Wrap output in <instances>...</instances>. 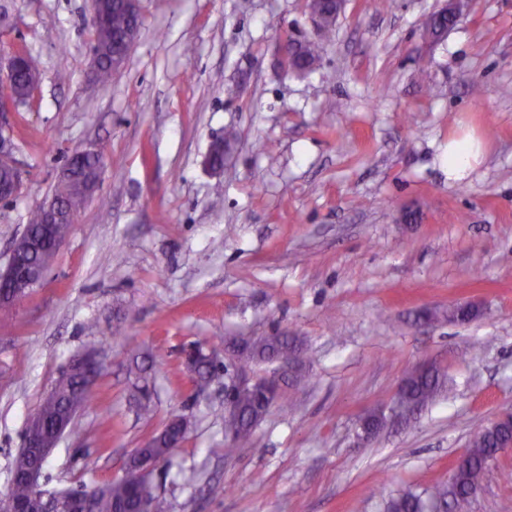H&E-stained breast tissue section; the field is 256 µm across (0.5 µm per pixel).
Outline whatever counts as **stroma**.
<instances>
[{"label": "stroma", "mask_w": 512, "mask_h": 512, "mask_svg": "<svg viewBox=\"0 0 512 512\" xmlns=\"http://www.w3.org/2000/svg\"><path fill=\"white\" fill-rule=\"evenodd\" d=\"M442 4L347 0L299 77L277 51L312 35L304 0H140L139 38L103 85L88 77L91 0H0V56L21 44L41 67L33 102L6 115L26 189L0 200V266L72 152L103 151L97 198L43 285L0 309V494L28 420L87 350L100 378L44 487L121 476L185 415L186 440L151 476L165 512H383L512 414V0H467L430 45L423 22ZM464 126L485 160L452 184L442 152ZM229 127L239 139L210 174ZM467 305L476 318L449 319ZM278 334L306 355L247 367L279 395L231 447L224 386L195 394L183 350ZM136 356L150 360L146 414L130 397ZM422 365L452 392L365 437L364 417L388 414ZM495 469L460 512H512V454Z\"/></svg>", "instance_id": "obj_1"}]
</instances>
